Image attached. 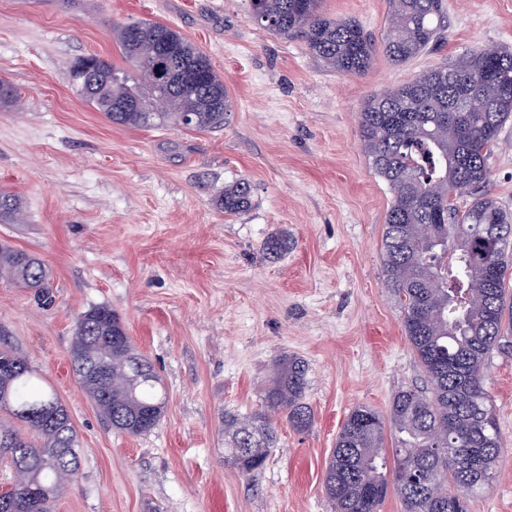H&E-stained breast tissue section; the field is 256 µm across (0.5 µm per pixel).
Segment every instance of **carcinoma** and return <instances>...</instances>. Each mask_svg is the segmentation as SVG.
<instances>
[{"label":"carcinoma","instance_id":"carcinoma-1","mask_svg":"<svg viewBox=\"0 0 512 512\" xmlns=\"http://www.w3.org/2000/svg\"><path fill=\"white\" fill-rule=\"evenodd\" d=\"M251 15L269 32L303 38L326 66L362 74L375 46L354 20L320 12V0H249ZM387 57L405 63L431 47L445 19L443 0H389ZM116 36L128 68L88 57L95 83L79 94L112 123L122 126H183V102L166 94L155 75L156 49L169 43L187 65H208L209 84L197 94L188 129L224 126L232 111L224 80L207 55L177 30L138 22ZM486 100L469 110L463 93ZM134 98L141 109L114 112L115 102ZM512 120V53L476 48L369 99L359 112L362 148L374 174L388 184L392 200L384 230L383 269L399 297L402 326L430 388L397 391L384 416L354 407L336 438L324 487L333 512H379L390 489L405 512H469L470 502L497 479L504 448L484 388L485 365L494 351L512 350V214L483 191L486 160L499 132ZM472 198L461 210L457 199ZM251 186L240 179L224 187L220 206L228 214L250 205ZM21 199L0 191V223L17 224ZM284 233L268 237L271 257L288 252ZM0 279L48 296L49 272L32 254L0 244ZM72 369L112 428L145 435L160 422L166 395L151 364L132 344L122 318L107 306L92 307L77 321ZM307 367L279 360L265 389L264 410L224 417V445L241 473L262 469L274 439L273 417L295 430L310 427L304 402ZM0 409L30 433L0 422V457L24 478L0 491V512H53L55 500L78 469L76 431L57 395L42 387L12 348H0ZM395 446L386 448V434Z\"/></svg>","mask_w":512,"mask_h":512}]
</instances>
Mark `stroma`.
I'll list each match as a JSON object with an SVG mask.
<instances>
[{
	"mask_svg": "<svg viewBox=\"0 0 512 512\" xmlns=\"http://www.w3.org/2000/svg\"><path fill=\"white\" fill-rule=\"evenodd\" d=\"M443 40L409 62L376 53L336 72L296 36L253 22L248 0H0V191L24 205L0 242L51 272L50 301L0 280V344L56 391L76 430L78 471L54 512H332L323 480L358 405L387 411L425 386L383 273L391 194L361 150L358 115L374 94L477 47L512 51V0H446ZM383 43L389 0H321ZM154 21L200 47L233 109L223 128L112 124L72 78L81 58L122 57L116 24ZM486 193L512 212V120L487 159ZM251 185L227 214L225 186ZM293 247L270 260L266 239ZM106 305L161 380L150 433L112 429L71 367L78 317ZM305 361L304 431L277 420L265 467L224 459L225 415L261 411L279 359ZM484 387L505 451L500 480L470 512H512V352H493ZM251 186L245 179H240L231 185L225 186L220 195V206L224 213L236 214L244 211L250 205Z\"/></svg>",
	"mask_w": 512,
	"mask_h": 512,
	"instance_id": "obj_1",
	"label": "stroma"
}]
</instances>
